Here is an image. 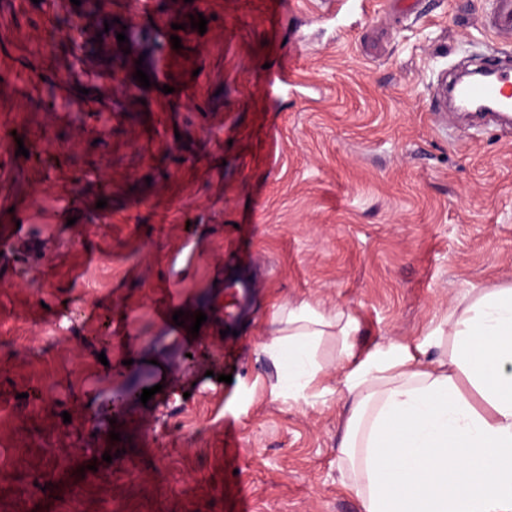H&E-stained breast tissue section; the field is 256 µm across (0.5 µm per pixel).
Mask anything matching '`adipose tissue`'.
I'll return each mask as SVG.
<instances>
[{
  "mask_svg": "<svg viewBox=\"0 0 512 512\" xmlns=\"http://www.w3.org/2000/svg\"><path fill=\"white\" fill-rule=\"evenodd\" d=\"M271 323L261 352L293 399L319 385V349L336 340L338 448L364 512H512V285L467 290L413 347L358 353L355 319L308 302L275 306Z\"/></svg>",
  "mask_w": 512,
  "mask_h": 512,
  "instance_id": "adipose-tissue-1",
  "label": "adipose tissue"
}]
</instances>
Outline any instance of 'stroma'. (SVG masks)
Listing matches in <instances>:
<instances>
[{
  "mask_svg": "<svg viewBox=\"0 0 512 512\" xmlns=\"http://www.w3.org/2000/svg\"><path fill=\"white\" fill-rule=\"evenodd\" d=\"M155 7L180 48L130 30L129 0H0V217L39 241L0 255V512H364L335 341L306 402L273 392L259 347L273 306L303 300L351 314L359 352L417 345L466 289L512 282V133L437 103L449 69L512 39L485 30L488 0H365L338 21L322 0ZM163 49L167 94L134 78ZM288 63L295 92L270 91L264 66ZM259 264L237 336L208 316L155 350L167 282L189 325ZM150 360L168 373L144 404L125 386Z\"/></svg>",
  "mask_w": 512,
  "mask_h": 512,
  "instance_id": "stroma-1",
  "label": "stroma"
}]
</instances>
